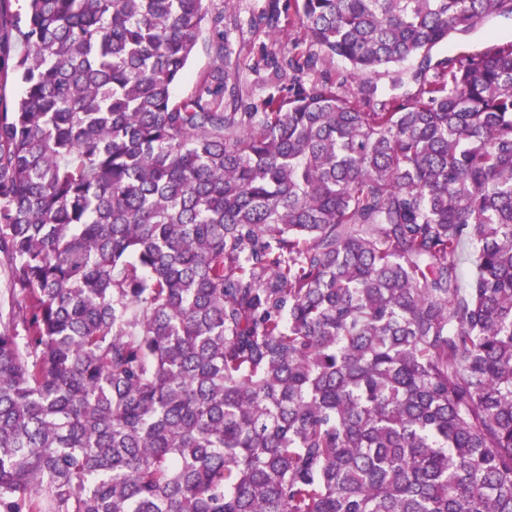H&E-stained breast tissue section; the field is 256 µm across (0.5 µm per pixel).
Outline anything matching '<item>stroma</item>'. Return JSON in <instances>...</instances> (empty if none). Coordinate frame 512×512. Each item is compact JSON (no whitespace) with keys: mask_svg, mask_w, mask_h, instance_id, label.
I'll list each match as a JSON object with an SVG mask.
<instances>
[{"mask_svg":"<svg viewBox=\"0 0 512 512\" xmlns=\"http://www.w3.org/2000/svg\"><path fill=\"white\" fill-rule=\"evenodd\" d=\"M206 5L210 14L222 15L223 21L205 33L173 90L175 99L190 95L199 78L217 65L216 41H223L230 60L258 64V72L247 75L251 83L250 99L254 102L264 98L272 87L288 88L289 74L281 69L283 55L302 59L318 51L306 35L296 0H206ZM272 8L277 11V21L271 26L265 16ZM511 42L512 16H498L472 32L456 35L451 48L438 47L433 54L443 58L451 51H483Z\"/></svg>","mask_w":512,"mask_h":512,"instance_id":"stroma-1","label":"stroma"}]
</instances>
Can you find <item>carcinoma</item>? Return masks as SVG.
I'll use <instances>...</instances> for the list:
<instances>
[{
	"mask_svg": "<svg viewBox=\"0 0 512 512\" xmlns=\"http://www.w3.org/2000/svg\"><path fill=\"white\" fill-rule=\"evenodd\" d=\"M22 2L0 512H512V44L432 62L512 0H301L354 95L244 112L205 0ZM416 66V60H411L404 65L403 77L405 80V85L398 90L392 89V74H381L380 76L374 78L375 82L378 84L379 91L388 95L395 93L417 94L420 89V82H416L412 79V76L416 70Z\"/></svg>",
	"mask_w": 512,
	"mask_h": 512,
	"instance_id": "cac0c4a2",
	"label": "carcinoma"
}]
</instances>
